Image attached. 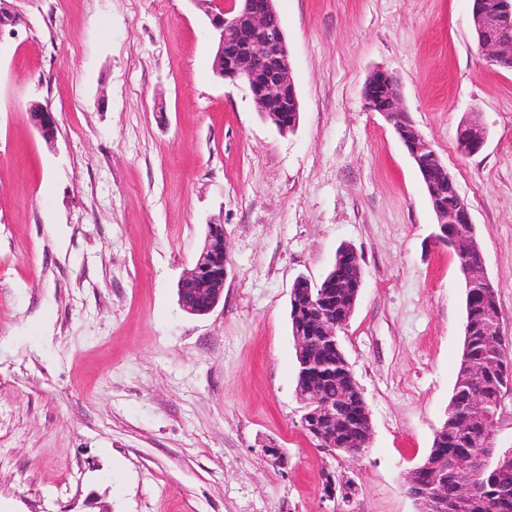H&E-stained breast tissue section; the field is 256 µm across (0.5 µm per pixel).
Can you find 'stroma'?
I'll use <instances>...</instances> for the list:
<instances>
[{"mask_svg":"<svg viewBox=\"0 0 512 512\" xmlns=\"http://www.w3.org/2000/svg\"><path fill=\"white\" fill-rule=\"evenodd\" d=\"M276 7L288 133L214 73L206 0H0L20 19L0 32V512H415L404 478L448 407L464 288L417 168L365 108L374 70L469 203L512 341V69L483 59L470 0ZM472 119L486 143L464 155ZM213 222L224 296L195 316L178 282ZM343 246L364 270L341 335L372 424L358 458L301 427L288 307ZM330 476L350 502L326 500ZM31 117L39 134L46 141H51L55 134V117L48 105L35 102L30 107Z\"/></svg>","mask_w":512,"mask_h":512,"instance_id":"stroma-1","label":"stroma"}]
</instances>
